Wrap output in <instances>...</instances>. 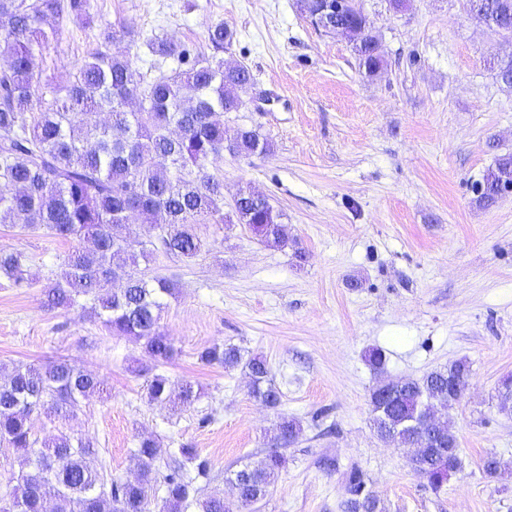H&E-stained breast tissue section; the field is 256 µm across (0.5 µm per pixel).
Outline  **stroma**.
<instances>
[{
    "label": "stroma",
    "mask_w": 512,
    "mask_h": 512,
    "mask_svg": "<svg viewBox=\"0 0 512 512\" xmlns=\"http://www.w3.org/2000/svg\"><path fill=\"white\" fill-rule=\"evenodd\" d=\"M95 2L93 21H70L36 58V73L65 80L105 47L130 51L146 77L147 38L164 34L205 52L209 29L224 24L234 33L225 62L253 77L224 127L258 130L273 149L221 154L209 171L223 180L225 203L246 187L265 195L292 240L268 247L243 225L211 224L196 259L160 252L141 263L179 283L161 321L178 353L153 366L141 342L110 335L81 308L45 307L74 242L0 224V244L29 257L24 286L0 276V367L63 357L106 378L73 415L35 418L36 438L85 439L116 481L135 477L131 452L142 438L159 442V480L170 449L187 444L210 464L205 478L187 471L200 497L229 500L227 475L262 457L288 417L302 432L251 512H343L354 468L386 512H512V416L498 408L500 383L512 376V191L488 207L477 201L487 170L512 154V86L489 65L512 55V39L473 19L463 0H410L398 13L388 0H361L387 60L369 77L352 44L316 29L296 0ZM107 26L133 30L138 43L104 44ZM216 343L266 358L280 404L256 402L244 368L201 363ZM372 348L394 379L461 359L470 366L448 412L462 466L441 491L414 475L407 449L371 428ZM145 365L191 384L196 400L150 401L148 376L137 372ZM491 454L501 464L495 478L482 470Z\"/></svg>",
    "instance_id": "1"
}]
</instances>
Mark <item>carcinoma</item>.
<instances>
[{"instance_id": "1", "label": "carcinoma", "mask_w": 512, "mask_h": 512, "mask_svg": "<svg viewBox=\"0 0 512 512\" xmlns=\"http://www.w3.org/2000/svg\"><path fill=\"white\" fill-rule=\"evenodd\" d=\"M324 0H297L301 13L317 29ZM467 13L512 36V0H464ZM92 0H0V223L28 233L44 230L64 240L88 241L74 249L55 282L46 290L47 306L81 307L113 336L143 342L145 354L159 364L169 361L174 346L160 330L167 298L177 283L138 270L139 259L163 252L186 259L206 248L201 227L242 224L269 247H285L288 225L269 201L255 205L241 193L224 215V183L208 171L211 157L225 151L248 157L269 153L271 142L253 129L228 138L224 113L241 105L240 92L251 82L248 68L224 63V48L234 33L223 25L208 35L211 53L193 52L165 35L146 42L155 76L136 77L130 53L100 50L79 63L66 82L41 78L35 57L58 29H44L49 18L93 17ZM369 77L385 66L381 42L358 13L337 21ZM55 95L48 108L37 106L40 87ZM512 188V155L498 157L481 185L479 203L488 207ZM144 224V237H131L130 217ZM28 256L19 249H0V275L17 286L26 282ZM206 364L226 370H248L252 396L267 407L281 401L269 382L261 356L244 357L235 345H213L200 353ZM469 365L456 361L421 378L381 379L370 394L375 431L392 436L403 448L419 445L409 466L429 487L440 490L461 468V457L448 454L459 443L456 427L446 418L433 426L427 417L441 403L453 407L468 385ZM104 390L98 374L76 369L59 359L45 365L18 364L0 372V444L23 451L16 484L0 496V512H147L155 495L152 462L159 452L151 438L133 451L137 476L111 482L105 489L94 449L83 439L61 434L36 447L31 417L65 418L79 403ZM156 402H192V387L174 392L169 379L155 374L147 384ZM301 432L294 419L282 418L275 440L293 443ZM172 473L164 479L163 512H182L197 488L183 469L195 465L207 474L208 462L196 449L171 451ZM286 458L269 451L257 464L231 474L237 483L238 507L263 500ZM344 512H382L380 501L365 490L362 475L350 474Z\"/></svg>"}]
</instances>
